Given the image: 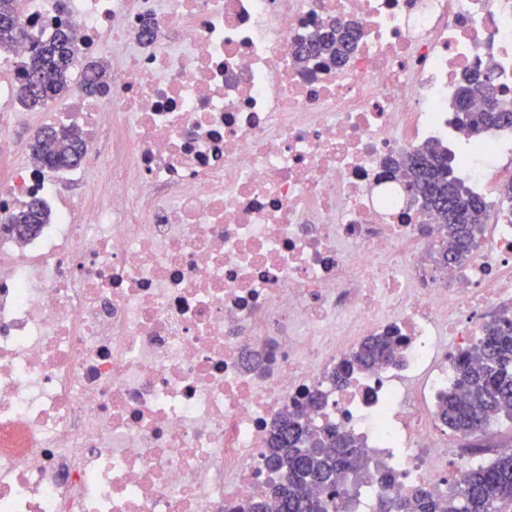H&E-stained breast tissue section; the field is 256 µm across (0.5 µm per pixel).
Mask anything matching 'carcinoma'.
Instances as JSON below:
<instances>
[{
  "instance_id": "1",
  "label": "carcinoma",
  "mask_w": 512,
  "mask_h": 512,
  "mask_svg": "<svg viewBox=\"0 0 512 512\" xmlns=\"http://www.w3.org/2000/svg\"><path fill=\"white\" fill-rule=\"evenodd\" d=\"M0 13L15 19V26L0 27V49L27 37L15 0H0ZM355 36L349 29L332 27L328 34L310 39L305 51L322 52L336 62L350 50ZM73 41L66 31L57 32L40 43L24 65L25 78L17 91L26 109H43L69 89L68 74ZM494 76L469 75L459 87L457 122L473 138L491 128L512 127L504 116L512 114L508 105L496 97ZM109 87L106 67L88 64L85 93L102 95ZM481 98L491 106L481 112L470 111L471 102ZM84 154L76 139L37 133L30 145V159L41 167L74 165ZM453 155L438 143H429L407 153L398 168L403 180L414 189L424 210L435 213L451 239V247L439 252L443 265L466 261L475 245L482 224L489 218L486 202L469 191L454 174ZM11 223L42 224L44 212L36 201L11 216ZM399 337L388 333L365 341L355 356L362 368H371L395 359ZM320 391L309 393L302 404L286 410L269 431L264 460L268 470L281 475L272 485L278 512H339L341 493L337 474L364 469L367 455L351 434L334 426L315 429L308 423L310 411L325 405ZM441 420L453 431L474 435L504 416L512 420V316L503 314L487 322L482 336L456 359L454 382L440 397ZM377 512H512V454H502L489 464L466 470L454 480L451 490L434 497L418 489L412 499L382 497Z\"/></svg>"
}]
</instances>
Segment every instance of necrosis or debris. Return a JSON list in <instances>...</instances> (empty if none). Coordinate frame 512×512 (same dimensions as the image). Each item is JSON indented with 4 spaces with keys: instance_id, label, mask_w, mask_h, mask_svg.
Segmentation results:
<instances>
[{
    "instance_id": "1",
    "label": "necrosis or debris",
    "mask_w": 512,
    "mask_h": 512,
    "mask_svg": "<svg viewBox=\"0 0 512 512\" xmlns=\"http://www.w3.org/2000/svg\"><path fill=\"white\" fill-rule=\"evenodd\" d=\"M30 40L0 50L14 98L33 38L81 52L39 126L82 162L19 157L0 179V512H229L267 492L272 420L308 391L312 425L361 436L372 465L342 512L448 488L480 459L437 414L486 312L512 309V128L458 175L491 219L461 266L435 264L437 218L388 169L465 143L464 74L512 101V0H17ZM336 21L340 64L297 62ZM108 60L110 92H84ZM48 220L17 238L11 214ZM397 331L399 364L329 371Z\"/></svg>"
}]
</instances>
